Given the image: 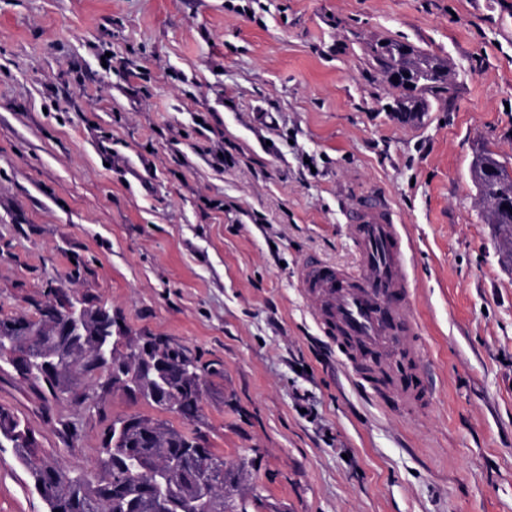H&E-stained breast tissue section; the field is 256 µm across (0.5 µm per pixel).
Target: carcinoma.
Wrapping results in <instances>:
<instances>
[{
    "label": "carcinoma",
    "mask_w": 512,
    "mask_h": 512,
    "mask_svg": "<svg viewBox=\"0 0 512 512\" xmlns=\"http://www.w3.org/2000/svg\"><path fill=\"white\" fill-rule=\"evenodd\" d=\"M370 56L383 78L405 75V81L393 85L399 94L388 103L390 114L402 124L420 121L429 110L430 100L452 94L448 61L433 53L388 39L383 46L378 42L371 45ZM474 178L487 218L494 224L503 250L512 258V211L501 207L502 200L512 198V173L497 154L484 147ZM53 322L61 319L53 314L39 320L0 317V332L21 336L26 330L39 331ZM141 340L128 333L117 339L110 361H99L95 356L81 358L84 373H105L114 391L151 384L157 399L146 398L149 406L164 412L165 401L172 400L182 421L199 420L206 376L213 370L171 338L152 339L149 352L140 347ZM75 365L74 361L63 364L52 380L34 360L20 378L56 399L71 392ZM32 437L34 433L17 413L0 406V448L11 445L21 464L29 469L46 512H212L207 496L219 495L224 485L240 481L237 472L216 470L221 456L200 435L158 417L131 414L112 420L102 439L103 476L95 483L55 461L36 459L35 449L25 446ZM184 455L188 467L179 474L172 473L168 462Z\"/></svg>",
    "instance_id": "carcinoma-1"
}]
</instances>
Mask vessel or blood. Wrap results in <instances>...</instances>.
<instances>
[{"label":"vessel or blood","mask_w":512,"mask_h":512,"mask_svg":"<svg viewBox=\"0 0 512 512\" xmlns=\"http://www.w3.org/2000/svg\"><path fill=\"white\" fill-rule=\"evenodd\" d=\"M348 221L355 268L310 257L300 269V285L316 323L325 334L342 338V353L353 369H360L362 354L381 350L422 364L425 348L412 341L419 323L408 245L399 225L376 195L367 196Z\"/></svg>","instance_id":"vessel-or-blood-1"}]
</instances>
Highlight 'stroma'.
Listing matches in <instances>:
<instances>
[{
  "label": "stroma",
  "instance_id": "1",
  "mask_svg": "<svg viewBox=\"0 0 512 512\" xmlns=\"http://www.w3.org/2000/svg\"><path fill=\"white\" fill-rule=\"evenodd\" d=\"M385 38L456 74L412 126L369 65ZM483 146L512 163V0H0V315L35 317L51 283L214 364L192 428L245 468L252 512H512V259ZM372 193L412 239L422 411L341 362L296 276L354 264ZM79 388L92 406L0 370L39 455L94 481L112 419L154 410ZM0 512H45L9 448ZM480 163L474 170V178L479 187L480 197L485 205L487 218L494 224L503 250L512 259V213L501 207L503 199L512 198V174L505 162L497 158V154L483 147ZM484 168L496 172L489 176Z\"/></svg>",
  "mask_w": 512,
  "mask_h": 512
}]
</instances>
